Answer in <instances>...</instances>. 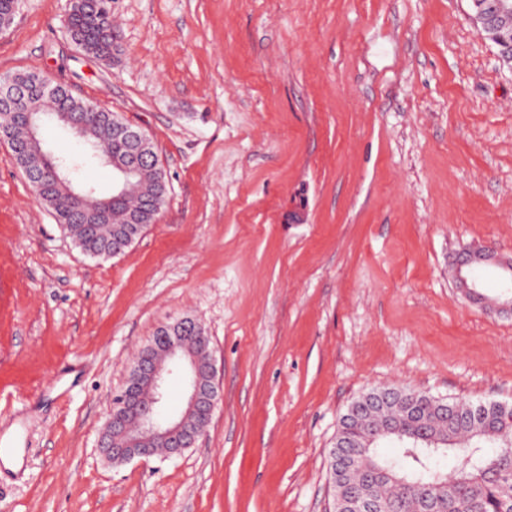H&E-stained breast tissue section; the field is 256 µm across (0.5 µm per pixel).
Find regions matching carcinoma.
I'll use <instances>...</instances> for the list:
<instances>
[{
	"instance_id": "cac0c4a2",
	"label": "carcinoma",
	"mask_w": 512,
	"mask_h": 512,
	"mask_svg": "<svg viewBox=\"0 0 512 512\" xmlns=\"http://www.w3.org/2000/svg\"><path fill=\"white\" fill-rule=\"evenodd\" d=\"M69 29L76 44L86 53L112 62L117 46L110 26L97 5L86 4L69 18ZM45 114L44 126L67 129L63 118L83 119L79 98L50 95L40 87L30 88L8 111H0V127L11 135V150L17 166L45 168L60 166L62 180L31 182L37 197L51 210L62 231L87 255L110 258L126 249L131 235L141 236L155 223L168 193L164 170L159 161L143 163L123 195L112 199L110 212L101 213L94 185L79 180L89 166L117 169L131 151L130 144L115 133L124 126L121 117L102 109L91 115L85 128L82 150L77 154L51 149L42 156L29 150V114ZM85 194L80 212H74L68 192ZM388 400L373 403L360 394L351 402L362 408L357 414L346 409L340 416L336 441L353 444L352 468L338 472L329 465L334 499L356 490L382 504V512H512V405L500 402H471L437 399L404 387L389 388ZM392 424L416 434L441 441L437 448H416L396 436L369 441L367 423ZM390 443L398 449L393 457L379 448ZM451 456V473L436 469L434 460Z\"/></svg>"
}]
</instances>
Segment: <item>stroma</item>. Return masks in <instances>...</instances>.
Here are the masks:
<instances>
[{
    "instance_id": "1",
    "label": "stroma",
    "mask_w": 512,
    "mask_h": 512,
    "mask_svg": "<svg viewBox=\"0 0 512 512\" xmlns=\"http://www.w3.org/2000/svg\"><path fill=\"white\" fill-rule=\"evenodd\" d=\"M69 12L23 0L0 76L143 129L169 195L94 259L0 141V442L21 458L0 512H332L327 452L362 392L512 404V309L455 277L470 250L512 259V67L469 0H111L109 65ZM186 316L214 355L210 423L106 464L112 395Z\"/></svg>"
}]
</instances>
